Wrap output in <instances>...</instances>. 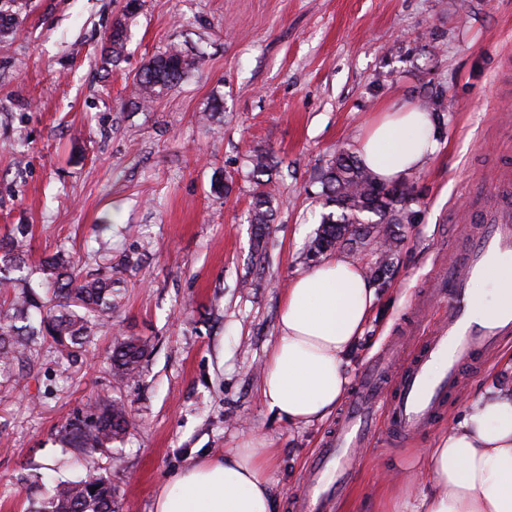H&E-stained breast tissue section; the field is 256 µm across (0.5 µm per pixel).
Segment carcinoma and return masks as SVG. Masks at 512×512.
<instances>
[{"label":"carcinoma","instance_id":"cac0c4a2","mask_svg":"<svg viewBox=\"0 0 512 512\" xmlns=\"http://www.w3.org/2000/svg\"><path fill=\"white\" fill-rule=\"evenodd\" d=\"M29 0H0V37L13 32L16 20L28 8ZM129 33L125 22L117 20L105 41L107 55L121 57L127 50ZM193 60L182 50L171 48L153 57L134 77V102L147 105L178 84L194 68ZM250 173L261 190L254 193L249 222L261 236L273 220V199L264 187L271 183L275 162L260 149L249 155ZM323 206L332 211L322 214L315 235L308 241L305 259L311 260L347 244L346 236L359 235L375 242L381 256L391 257L392 237L382 224L410 221L403 202L412 186L399 182L384 184L351 153L344 152L320 175ZM376 219H368L366 215ZM26 230L8 242L0 240V377H15L31 363L36 339L51 336L81 346L90 342L97 326L112 314V280L95 274L76 273L64 252L42 261L48 290L54 305L46 308L30 283L25 265ZM148 343L137 338L117 342L110 353L112 375L122 383L139 374ZM129 420L118 402L96 405L83 419L64 427V438L73 448H109L122 436ZM116 495L110 478L87 471L74 481L55 485L53 494L33 512H116Z\"/></svg>","mask_w":512,"mask_h":512}]
</instances>
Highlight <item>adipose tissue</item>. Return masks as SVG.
<instances>
[{
    "label": "adipose tissue",
    "mask_w": 512,
    "mask_h": 512,
    "mask_svg": "<svg viewBox=\"0 0 512 512\" xmlns=\"http://www.w3.org/2000/svg\"><path fill=\"white\" fill-rule=\"evenodd\" d=\"M433 117L400 102L376 113L357 153L379 181L394 183L434 154ZM377 288L357 259L332 255L294 278L281 304L278 336L262 369L260 396L292 425L327 419L346 396L349 358L363 336ZM275 451L244 439L223 457L187 466L158 493L154 512H278L270 470ZM430 486L415 505L388 512H512V390L487 387L436 447L425 449Z\"/></svg>",
    "instance_id": "obj_1"
}]
</instances>
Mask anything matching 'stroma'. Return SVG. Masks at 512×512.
<instances>
[{
  "instance_id": "35a3bbf8",
  "label": "stroma",
  "mask_w": 512,
  "mask_h": 512,
  "mask_svg": "<svg viewBox=\"0 0 512 512\" xmlns=\"http://www.w3.org/2000/svg\"><path fill=\"white\" fill-rule=\"evenodd\" d=\"M30 0L0 37V237L28 230L27 263L63 251L81 273L112 279V317L86 348L46 341L19 381L0 378V512H29L50 488L36 475L111 478L118 512H153L161 487L195 461L252 436L277 448L279 512L307 479L330 421L291 425L259 397L289 283L309 270L322 210L321 170L355 151L363 126L392 103L447 99L439 149L406 175L411 220L364 338L358 377L411 317L477 177L512 164V0ZM130 42L106 60L116 18ZM178 47L199 61L151 107L131 105L133 78ZM222 114L204 121L214 100ZM273 155V220L255 241L248 210L252 150ZM223 178L229 194L212 191ZM140 337L150 351L117 384L109 354ZM512 386V342L468 369L442 421L407 445L386 434L363 451L336 512H385L390 495L425 488L434 447L487 386ZM123 403L129 426L111 447L68 446L67 422Z\"/></svg>"
}]
</instances>
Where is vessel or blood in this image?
Returning <instances> with one entry per match:
<instances>
[{
  "label": "vessel or blood",
  "mask_w": 512,
  "mask_h": 512,
  "mask_svg": "<svg viewBox=\"0 0 512 512\" xmlns=\"http://www.w3.org/2000/svg\"><path fill=\"white\" fill-rule=\"evenodd\" d=\"M476 226L457 224L465 245L440 263L418 303V319L391 336L361 371L350 399L323 437L309 479L292 496L293 512H334L349 489L356 450L386 428L398 443L415 438L442 417L467 365L486 364L512 335V306L488 318L471 309V283L498 265L512 267V203L493 199L486 180L466 196ZM443 370L433 374L432 364Z\"/></svg>",
  "instance_id": "obj_1"
}]
</instances>
